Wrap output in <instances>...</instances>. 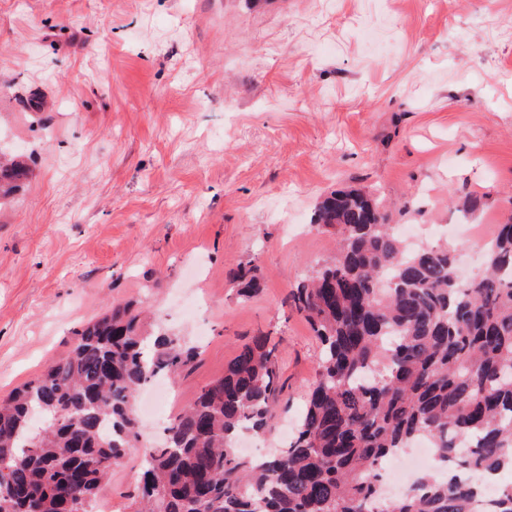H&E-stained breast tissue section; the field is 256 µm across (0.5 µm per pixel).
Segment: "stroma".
<instances>
[{"label": "stroma", "instance_id": "1", "mask_svg": "<svg viewBox=\"0 0 512 512\" xmlns=\"http://www.w3.org/2000/svg\"><path fill=\"white\" fill-rule=\"evenodd\" d=\"M0 150L31 158L0 203V396L118 304L199 351L111 469L131 512L144 449L262 331L285 410L260 442L287 446L319 343L286 298L336 251L321 195L371 188L478 272L512 215V0H0ZM231 280L237 287L238 293L244 297L256 293L260 287L257 269L252 265L239 266L231 273Z\"/></svg>", "mask_w": 512, "mask_h": 512}]
</instances>
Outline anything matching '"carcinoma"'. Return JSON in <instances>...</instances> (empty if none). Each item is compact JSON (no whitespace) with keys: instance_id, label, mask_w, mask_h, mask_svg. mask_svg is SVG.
<instances>
[{"instance_id":"cac0c4a2","label":"carcinoma","mask_w":512,"mask_h":512,"mask_svg":"<svg viewBox=\"0 0 512 512\" xmlns=\"http://www.w3.org/2000/svg\"><path fill=\"white\" fill-rule=\"evenodd\" d=\"M27 174L23 156L0 158V197ZM311 224L336 235V254L288 296L322 345L288 447L234 448L245 428L273 431L281 402L277 347L260 333L145 452L132 512H512V481L491 484L512 474V216L468 281L454 247L408 248L370 191L322 197ZM231 280L244 297L260 287L252 265ZM139 321L112 308L0 398V512H91L134 449L137 391L198 355ZM421 436L456 474L435 466L386 503L383 463Z\"/></svg>"}]
</instances>
